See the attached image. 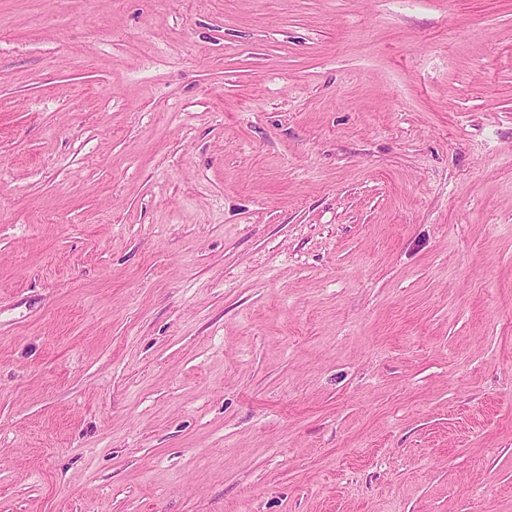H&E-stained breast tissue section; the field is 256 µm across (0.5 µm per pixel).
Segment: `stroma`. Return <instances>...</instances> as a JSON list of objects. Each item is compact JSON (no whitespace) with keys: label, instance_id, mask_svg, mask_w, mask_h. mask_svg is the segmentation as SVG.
<instances>
[{"label":"stroma","instance_id":"35a3bbf8","mask_svg":"<svg viewBox=\"0 0 512 512\" xmlns=\"http://www.w3.org/2000/svg\"><path fill=\"white\" fill-rule=\"evenodd\" d=\"M0 512H512V0H0Z\"/></svg>","mask_w":512,"mask_h":512}]
</instances>
